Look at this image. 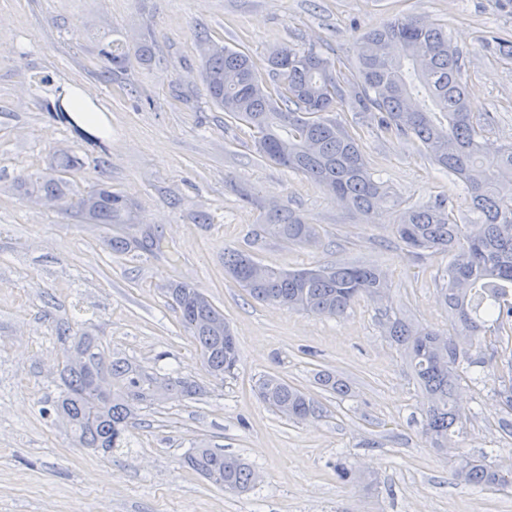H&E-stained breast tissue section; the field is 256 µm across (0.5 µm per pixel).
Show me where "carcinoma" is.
I'll return each mask as SVG.
<instances>
[{"label": "carcinoma", "instance_id": "carcinoma-1", "mask_svg": "<svg viewBox=\"0 0 512 512\" xmlns=\"http://www.w3.org/2000/svg\"><path fill=\"white\" fill-rule=\"evenodd\" d=\"M358 46L368 51L357 53L356 76L350 80L313 47L274 49L279 62L265 75L247 53L205 37L201 75L214 105L253 129L260 157L303 175L358 214H371L391 198V192L374 177L356 136L333 116L339 106L371 115L386 133L414 139L437 167L464 183L473 214L469 223H461L454 210L441 203H426L402 209L394 225L397 240L410 248L452 253L440 288L450 329L419 328L386 311L385 331L428 395L423 433L437 451H454V477L480 488H511L512 466L505 470L485 456L457 452L462 430L457 399L463 374L478 383L477 373L495 358L496 350L488 348L482 337L498 335L505 325H512V142L486 137L491 115L481 123L473 121L462 55L452 47L445 25L411 14L396 15L362 35ZM133 54L146 60L150 47L141 44L131 49L111 42L100 49L110 76L126 71ZM48 110L84 143L104 148L102 138L83 129L61 100ZM78 166L79 159L66 153L60 169L22 179L19 187L32 203L52 207L68 189L62 173ZM74 207L87 221L114 228L109 238L112 253L164 252L163 237L135 223L132 205L122 195L95 188L76 195ZM262 232L310 247L320 239L316 225L287 210L276 211L262 225ZM224 270L259 302L333 319L345 317L362 298L380 304L389 292L385 274L365 265L318 264L284 271L262 265L242 251L227 250ZM167 293L209 372L215 377L233 373L239 352L237 342L229 340L232 330L224 312L190 283H173ZM76 347L85 361L79 367L65 366L64 388L53 410L82 448L105 452L126 448L141 407L173 393L190 397L202 392L199 384L176 372L162 373L121 358L106 364L93 352L89 336L80 337ZM499 370L495 393L512 415V354L500 359ZM101 378L112 385L106 400L99 398L95 386ZM318 383L327 391L348 392L342 380L327 373L318 376ZM158 384L164 386V393H156ZM258 393L273 412L295 422L323 413L317 399L279 376L260 379ZM185 461L224 490L245 492L255 484V469L236 455L200 445Z\"/></svg>", "mask_w": 512, "mask_h": 512}]
</instances>
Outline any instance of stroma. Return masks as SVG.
I'll use <instances>...</instances> for the list:
<instances>
[{"label": "stroma", "instance_id": "stroma-1", "mask_svg": "<svg viewBox=\"0 0 512 512\" xmlns=\"http://www.w3.org/2000/svg\"><path fill=\"white\" fill-rule=\"evenodd\" d=\"M405 13L447 26L465 60L471 112L494 113L489 139L512 142V61L487 45L494 35L512 39V0H0V512H472L478 500L484 512H512V490L461 483L426 442V398L376 303L359 300L340 320L288 311L255 302L224 272L228 249L286 270L370 264L387 273L395 312L448 328L438 293L447 257L397 248L393 226L399 207L436 199L467 213L462 184L414 140L340 110L339 121L357 122L368 165L393 195L375 214L352 213L260 158L253 130L212 104L200 73L202 31L248 53L263 73L283 44L319 49L350 72L358 38ZM115 38L147 42L152 57L110 80L99 45ZM46 73L53 85L37 87ZM65 85L106 113L103 149L48 112ZM63 152L81 161L69 175L74 191L104 185L125 195L167 254H113L105 225L20 194L17 178L48 171ZM276 208L318 225L320 246L260 237ZM202 212L208 223H199ZM177 281L200 288L229 320L240 348L234 374L219 379L202 364L167 302ZM61 325L73 337L58 336ZM83 334L104 360L178 371L202 395L142 409L128 447L78 446L42 409ZM321 371L344 380L349 395L324 390ZM268 374L318 399L323 415L296 423L271 411L257 393ZM497 384L492 365L481 383H465L461 450L512 464ZM202 442L246 458L261 482L236 495L191 470L184 457ZM341 457L374 484L339 481Z\"/></svg>", "mask_w": 512, "mask_h": 512}]
</instances>
